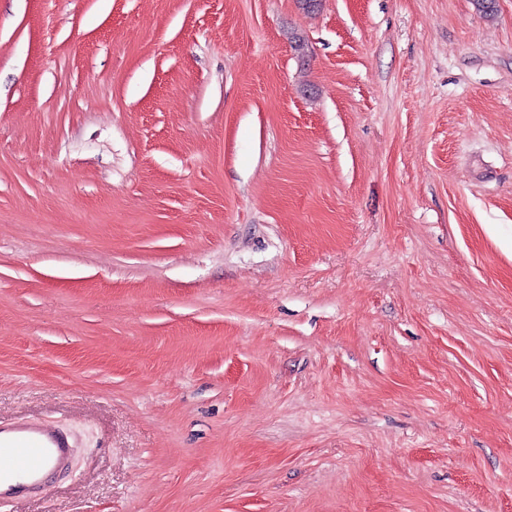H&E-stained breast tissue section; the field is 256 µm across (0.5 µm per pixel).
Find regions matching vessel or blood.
Listing matches in <instances>:
<instances>
[{"label": "vessel or blood", "mask_w": 512, "mask_h": 512, "mask_svg": "<svg viewBox=\"0 0 512 512\" xmlns=\"http://www.w3.org/2000/svg\"><path fill=\"white\" fill-rule=\"evenodd\" d=\"M74 453L70 436L54 425L0 422V507L43 490Z\"/></svg>", "instance_id": "b4317fda"}]
</instances>
